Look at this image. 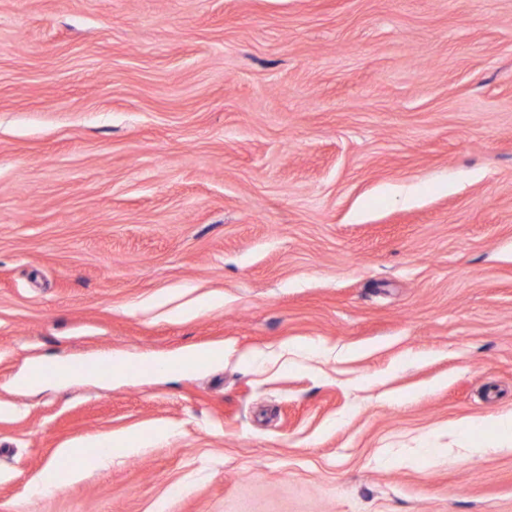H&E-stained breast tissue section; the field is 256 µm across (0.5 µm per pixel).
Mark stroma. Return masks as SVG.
Returning <instances> with one entry per match:
<instances>
[{
  "instance_id": "35a3bbf8",
  "label": "stroma",
  "mask_w": 512,
  "mask_h": 512,
  "mask_svg": "<svg viewBox=\"0 0 512 512\" xmlns=\"http://www.w3.org/2000/svg\"><path fill=\"white\" fill-rule=\"evenodd\" d=\"M510 413L512 0H0V512H512ZM223 355L224 352L220 348H215L205 352L191 350L186 352L181 358L171 362H155L153 363V369L156 372H164L168 370L172 364H179L182 367L200 368L211 361L222 358ZM141 440L138 435L118 434L113 435L112 444L107 445L94 457H89L85 454L83 446H76L74 448H64L62 452L67 456L79 460L83 463V467L90 465H103L112 456L129 455L139 450Z\"/></svg>"
}]
</instances>
